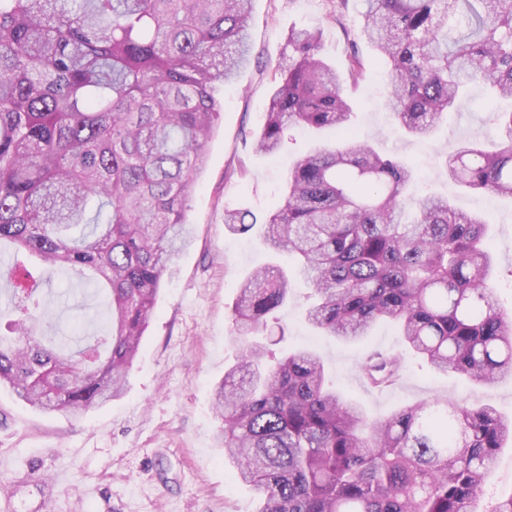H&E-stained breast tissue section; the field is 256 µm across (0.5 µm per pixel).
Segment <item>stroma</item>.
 I'll return each mask as SVG.
<instances>
[{"instance_id":"1","label":"stroma","mask_w":512,"mask_h":512,"mask_svg":"<svg viewBox=\"0 0 512 512\" xmlns=\"http://www.w3.org/2000/svg\"><path fill=\"white\" fill-rule=\"evenodd\" d=\"M361 23L360 0H350L340 19L330 0H253V58L215 92L222 108L188 203L192 241L163 280L124 392L98 410L71 418L36 410L1 387L0 512H254L258 492L234 477L215 445L213 393L235 363L231 312L240 283L265 264L287 265L288 258H271L257 234L230 232L224 210L244 208L260 217L274 211L289 159L313 143L311 135L293 128L279 156L254 149L289 30L320 27L322 53L340 70L348 52L344 33ZM359 48L370 65L366 79L350 93L353 131L415 168L410 193L446 195L458 209L481 213L491 222L495 296L512 309V200L458 186L443 165L461 142L488 149L500 143L501 131L482 89L471 88L431 136L414 138L386 110L383 71L372 61L371 47L363 42ZM41 272L48 308L38 334L73 344L106 329L111 303L106 293L50 267ZM309 294L304 281L293 278L288 304L277 313L284 332L273 335L272 349L280 354L296 345L314 347L337 386L370 417L437 398L490 405L512 416L510 377L491 386H466L453 374L429 371L409 357L394 385L372 387L361 364L373 351L403 352L396 331L380 324L356 343L320 335L302 319Z\"/></svg>"}]
</instances>
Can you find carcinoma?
<instances>
[{"instance_id":"obj_1","label":"carcinoma","mask_w":512,"mask_h":512,"mask_svg":"<svg viewBox=\"0 0 512 512\" xmlns=\"http://www.w3.org/2000/svg\"><path fill=\"white\" fill-rule=\"evenodd\" d=\"M253 0H0V242L16 255L108 287L112 326L76 351L28 336L44 313L19 259L0 310V386L27 405L81 416L120 396L176 253L187 202L221 110L214 89L247 63ZM338 72L318 28L288 33L256 149L293 126L341 136L295 159L275 211L224 212L298 260L315 295L304 318L344 342L395 324L431 369L472 384L512 377V313L493 296L489 222L446 197L411 199L414 171L349 132L348 89L365 77L358 41L387 66L388 106L412 136L432 133L470 86L512 101V0H362ZM503 143L464 141L446 159L458 185L512 197V111ZM277 264L241 283L237 364L215 388L217 443L259 492L255 512H477L512 417L434 400L369 418L329 385L307 347L278 358L256 339L288 304ZM398 356L363 371L393 382Z\"/></svg>"}]
</instances>
